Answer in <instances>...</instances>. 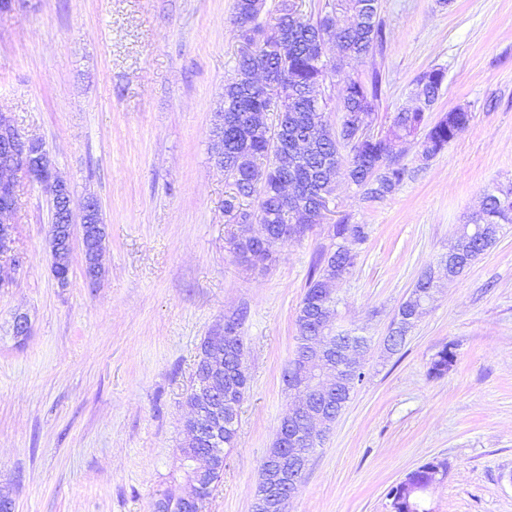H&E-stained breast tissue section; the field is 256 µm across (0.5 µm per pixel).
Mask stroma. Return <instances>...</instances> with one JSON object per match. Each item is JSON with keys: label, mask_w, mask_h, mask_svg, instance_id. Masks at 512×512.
Listing matches in <instances>:
<instances>
[{"label": "stroma", "mask_w": 512, "mask_h": 512, "mask_svg": "<svg viewBox=\"0 0 512 512\" xmlns=\"http://www.w3.org/2000/svg\"><path fill=\"white\" fill-rule=\"evenodd\" d=\"M234 0H28L0 12V114L46 145L81 214L96 198L104 277L74 251L51 272L49 196L23 184L0 287V487L16 512H153L183 487L179 448L198 347L225 316L239 328L250 387L237 444L206 512H253L260 466L291 395L297 313L333 224L366 225L336 281L334 324L371 341L363 381L317 448L288 512H390L387 492L433 459L449 464L433 512H512V224L457 280L443 282L405 344L384 348L421 274L448 252L486 189L512 187V0H380L383 52L353 66L382 77L375 135L413 107L415 78L447 79L429 121L458 108L468 128L431 160L417 143L380 201L338 178L321 224L270 259L238 263L213 160L216 112L240 48ZM31 333L18 341L16 314ZM453 344L455 361L429 375Z\"/></svg>", "instance_id": "obj_1"}]
</instances>
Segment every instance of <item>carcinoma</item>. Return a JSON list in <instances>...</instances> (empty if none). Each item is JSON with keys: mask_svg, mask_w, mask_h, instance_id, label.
<instances>
[{"mask_svg": "<svg viewBox=\"0 0 512 512\" xmlns=\"http://www.w3.org/2000/svg\"><path fill=\"white\" fill-rule=\"evenodd\" d=\"M253 0H234L233 21L245 44L259 47L252 57L239 51L234 76L224 85V112L215 120L212 134L224 143V151L215 155L216 164L232 180L234 191L224 199V214L238 224L255 221L264 230L285 223L288 217L309 228L321 223L323 215L309 207L304 195L289 196L283 182L294 175L308 181L309 193L325 196L334 190L340 171L362 190L365 198L378 200L390 194L404 179L406 170L399 158L403 146L418 141L421 155L432 159L442 153L469 125L468 112H448L433 125L424 126L425 114L432 111L446 79V71L433 68L421 72L414 81L412 97L415 108L396 112L389 133L377 141L359 139L354 123L372 117L379 100V78L367 84L348 73L351 63L380 52L384 44L379 0H330L317 18L298 9L295 0H279L275 9L252 8ZM332 38L340 51L331 65L318 60L317 42L322 36ZM276 75L290 88L288 101L276 113L275 126L268 125L266 113L273 99L266 73ZM342 80L341 116L336 128L325 118L326 102L322 98L323 77ZM349 149L348 155L340 149ZM258 197V207L250 211L243 202ZM512 224V188L496 189L484 194L482 209L459 228L456 243L466 255L452 277L463 271L498 240L502 225ZM336 249L319 254L312 266L307 289L297 315V340L314 334L307 315L310 305L322 308L324 318L335 314L336 303L322 297L323 285L341 279L354 266L353 246L366 239L365 225L345 220L333 225ZM286 237L238 238L233 252L241 263H250L257 254L272 255ZM71 271L69 255L53 257L52 272L56 279L67 280ZM409 324L403 315L391 321L388 350L398 351L405 343ZM358 337L345 334L336 342L331 354L336 371V394L329 404V416L338 417L350 393L364 377V368L350 372L343 363L342 350ZM362 341L366 337L358 338ZM448 372V346L432 358L429 375L441 377ZM237 427L224 426L212 440L193 437L180 446L209 454L214 465L211 480L218 482L224 473V449L235 447ZM429 463L405 476V483L393 487L389 495L396 504L410 503L408 510L424 509L421 486L442 482Z\"/></svg>", "mask_w": 512, "mask_h": 512, "instance_id": "1", "label": "carcinoma"}]
</instances>
